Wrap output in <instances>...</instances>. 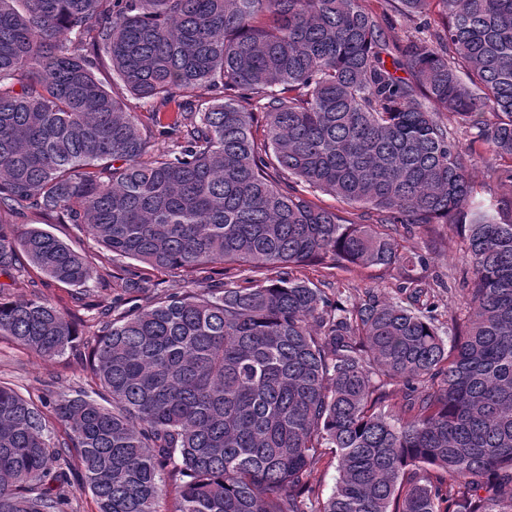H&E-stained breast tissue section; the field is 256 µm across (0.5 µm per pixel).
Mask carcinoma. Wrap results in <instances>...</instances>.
<instances>
[{
	"instance_id": "obj_1",
	"label": "carcinoma",
	"mask_w": 512,
	"mask_h": 512,
	"mask_svg": "<svg viewBox=\"0 0 512 512\" xmlns=\"http://www.w3.org/2000/svg\"><path fill=\"white\" fill-rule=\"evenodd\" d=\"M361 2L0 0V216L76 224L104 258L0 222V274L87 299L0 300V335L47 361L98 326L106 401L0 384V512H64L69 456L96 512H162L166 477L171 512H512V0H384L438 8L403 39ZM443 113L506 193L479 194ZM396 224L462 239L446 340ZM120 259L189 287L141 306L159 283L130 272L99 312ZM324 262L399 265L408 296L290 276ZM337 476V461L328 450L326 455L314 465L313 472L314 482L323 497H327L332 492Z\"/></svg>"
}]
</instances>
